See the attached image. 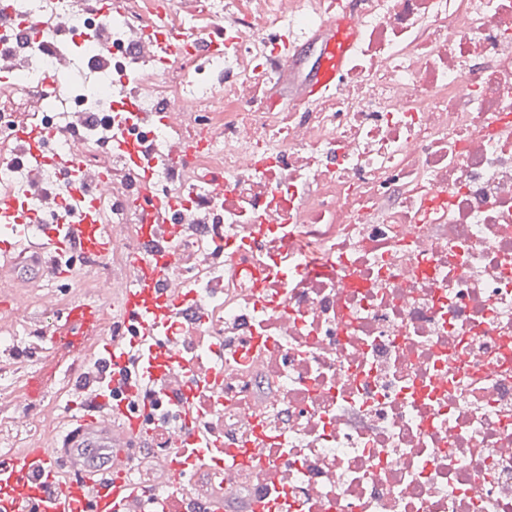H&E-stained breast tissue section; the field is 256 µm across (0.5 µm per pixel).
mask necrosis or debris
I'll return each mask as SVG.
<instances>
[{"label":"necrosis or debris","instance_id":"4bbe7bcc","mask_svg":"<svg viewBox=\"0 0 512 512\" xmlns=\"http://www.w3.org/2000/svg\"><path fill=\"white\" fill-rule=\"evenodd\" d=\"M354 6L356 48L314 108L281 109L287 34ZM70 26L105 29L113 81L66 47L0 52V191L39 171L13 161L29 100L58 152L89 172L120 156L140 115L154 178L94 186L128 263L155 195L186 198L171 287L193 319L168 351L223 464L183 467L199 497L248 493L270 512H512V0H134L112 19L58 0ZM236 22L225 27L224 13ZM189 33L177 59L150 31ZM220 46L202 50V43ZM56 70L62 78L48 84ZM111 111L112 139L78 132ZM223 181L216 193L215 181ZM110 279L16 302L0 331V453L48 438L74 396L44 381L42 329L89 308L95 335L128 325Z\"/></svg>","mask_w":512,"mask_h":512}]
</instances>
